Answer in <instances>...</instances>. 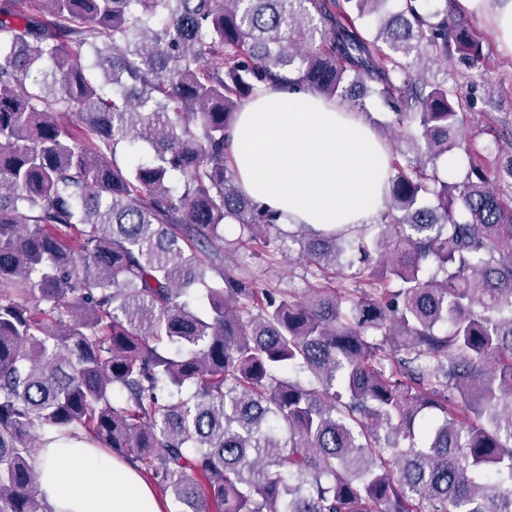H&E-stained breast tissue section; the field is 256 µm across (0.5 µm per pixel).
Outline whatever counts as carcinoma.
<instances>
[{"mask_svg": "<svg viewBox=\"0 0 512 512\" xmlns=\"http://www.w3.org/2000/svg\"><path fill=\"white\" fill-rule=\"evenodd\" d=\"M390 2L0 0V512H47L45 433L188 512H512V155L415 70L482 63L453 0ZM288 74L396 116L379 224L286 232L240 187L237 114ZM227 226L298 246L306 295L224 265Z\"/></svg>", "mask_w": 512, "mask_h": 512, "instance_id": "carcinoma-1", "label": "carcinoma"}]
</instances>
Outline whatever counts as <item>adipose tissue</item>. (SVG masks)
<instances>
[{"instance_id": "adipose-tissue-1", "label": "adipose tissue", "mask_w": 512, "mask_h": 512, "mask_svg": "<svg viewBox=\"0 0 512 512\" xmlns=\"http://www.w3.org/2000/svg\"><path fill=\"white\" fill-rule=\"evenodd\" d=\"M490 11L512 56V0H462ZM391 155L365 116L337 99L266 87L238 114L231 164L243 191L285 224L318 230L376 223ZM50 512H164L129 464L82 441L50 443L33 459Z\"/></svg>"}]
</instances>
